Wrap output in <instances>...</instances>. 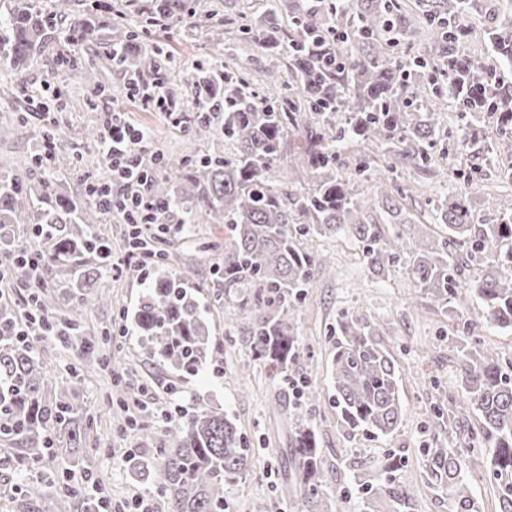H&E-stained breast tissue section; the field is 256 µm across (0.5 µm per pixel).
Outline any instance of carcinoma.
Masks as SVG:
<instances>
[{
    "instance_id": "obj_1",
    "label": "carcinoma",
    "mask_w": 512,
    "mask_h": 512,
    "mask_svg": "<svg viewBox=\"0 0 512 512\" xmlns=\"http://www.w3.org/2000/svg\"><path fill=\"white\" fill-rule=\"evenodd\" d=\"M76 0H52L49 12L32 0L0 4V63L17 66L54 51L55 79H80L91 93L112 96L96 71L77 63L68 41L54 34L57 22L74 36L99 31L94 8H74ZM476 0H268L260 12L221 15L218 0L196 14L209 40L224 47L207 67L185 69L169 96L189 89V136L181 156L169 163L158 152L145 153L141 167L159 204L157 222L181 215L182 224L225 225L224 297L238 301L244 342L272 374L290 384L288 361L294 356L293 316L302 291L327 256L310 249L314 237H349L357 243L371 273L381 276L401 266L431 304L448 309L464 328L463 311L472 298L484 305L485 319L512 332V214L499 211L494 197L485 208L498 214L493 224H475L470 201L451 196L435 208L446 235L437 240L411 218L402 201L416 189L399 179L409 167L441 180L454 172L451 149L434 152L441 139L481 155L490 153L478 122L501 123L512 139V85L502 78L512 64V15H502L497 0H486L490 49L480 57L465 53L470 31L458 24ZM191 4L163 0L158 10L171 27L185 20ZM236 45L228 44V28ZM139 32L128 28L112 41L117 61L131 71L150 73L158 52L129 56ZM249 46L288 57V77L271 67L265 79L281 87L268 98L237 59ZM457 99L458 119L449 124L435 102ZM224 112L217 124L214 116ZM305 130L311 145L299 152L295 174L307 191L296 194L279 179L276 164L290 130ZM224 139V151L202 154L198 143ZM357 139L380 161L350 159L341 143ZM36 159L25 170L0 169V258L15 254L23 239L10 225L30 231L44 225L40 237L42 276L55 283L68 277L88 288L98 270L87 263L95 245L112 246L101 224L108 206L89 189L75 198L61 196L51 183L35 191L30 181ZM383 211L391 230L366 222L365 214ZM481 262V274L463 279L466 261ZM190 269L160 268L145 288L131 317L144 354L158 365L198 368L217 347L207 334L202 312L187 284ZM105 294L82 293L63 299L40 292L37 309L45 327L68 336L80 328L87 309ZM18 304L0 300V469L27 473L20 488L34 502L54 491L57 512L74 504L97 512V499L78 482L59 457L85 460L86 411L76 400L52 394L51 361L38 346L15 335ZM332 358L333 405L345 428L388 435L400 424L399 378L390 352L377 339L375 322L361 311L344 314L336 325ZM462 358L466 398L481 420L480 443L490 458L487 477L499 512H512V369L497 353L470 342L456 345ZM289 467L292 488L307 512H329L319 476L321 459L315 436L303 417L291 429ZM249 464L236 425L214 410L173 422L161 447L128 462V469L157 478L166 512H224V484ZM389 460L376 483L366 485L368 501L385 499L392 512H415L414 490L397 477ZM427 484L448 491V512H479L470 492L465 455L453 448H431Z\"/></svg>"
}]
</instances>
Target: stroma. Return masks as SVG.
Returning <instances> with one entry per match:
<instances>
[{
  "label": "stroma",
  "instance_id": "stroma-1",
  "mask_svg": "<svg viewBox=\"0 0 512 512\" xmlns=\"http://www.w3.org/2000/svg\"><path fill=\"white\" fill-rule=\"evenodd\" d=\"M158 42L168 45L161 69L171 78L176 77L180 67L218 53L203 28L193 25L180 26L170 34L140 35L138 46L145 49ZM78 53L94 66L106 89L115 93L125 89L128 73L113 65L109 38L100 35L83 40ZM49 69L50 60L45 56L22 69L0 66V167L23 165L34 151L38 136L34 121L20 118L3 93L17 85L44 92ZM59 88L61 106L51 118L70 166L59 174L50 169L36 170L31 180L36 186L60 182L64 192L77 196L84 189L87 175L101 177L106 173L99 163V144L85 137L87 129L102 126L105 114L100 102L91 100L80 79H61ZM123 117L136 127L149 130L152 148L172 157L181 154L184 130L173 125L171 117L129 101L123 104ZM510 167L512 159L494 153L484 163L482 182L466 187L452 178L440 181L427 188L425 194L406 199L405 207L422 213L429 231L437 236L441 227L428 210L429 201L464 189L472 198L475 223H486L489 217L481 196L486 186L500 183L504 169ZM165 247L171 253L173 267L193 269L191 288L206 309V322L218 352L197 372L162 367L146 358L139 336L132 331L115 338L111 362L147 387V407L142 417L144 424L156 432L165 428L156 410L172 390L187 412L210 407L234 421L250 450V459L243 477L224 488V512H253L260 505L268 512H300L301 502L285 484L282 456L288 446L291 421L287 412L279 408L283 398L301 407L310 399L317 404L312 425L323 457L321 481L332 512H362L367 476L361 465H379L389 457L400 464L398 477L420 490L416 512H448L447 494L426 486V454L432 448L466 449L472 496L481 512H496L497 499L487 477L489 459L470 448L471 434L480 427L476 412L463 405L458 412L460 427L450 433L440 430L434 412L439 397L458 401L463 398L461 361L452 336L455 324L447 312L429 306L403 268H395L381 278L368 270L354 241L343 237L312 240V249L328 254L332 263L327 270L315 271L303 290L302 306L293 317L300 342L294 366L300 383L293 390L270 380L267 370L252 361L245 346L236 301L225 298L224 283L216 273L224 261L223 225H192L188 234L169 238ZM96 284L109 292L110 299L88 311L84 332L91 336L111 327L120 312H131L147 286L146 281L129 278L109 267L100 271ZM357 309L375 321L379 339L392 354L400 378L403 416L396 430L386 436L348 431L338 423L332 406V338L336 322L344 312ZM46 346L52 357L85 372L84 399L91 417L87 447L93 479L105 486L116 504L125 502L133 493H147V486L128 474L124 459L129 450L141 453L148 450L149 444L125 428L124 412L108 404L112 376L97 365L99 350H84L57 338L48 340Z\"/></svg>",
  "mask_w": 512,
  "mask_h": 512
}]
</instances>
